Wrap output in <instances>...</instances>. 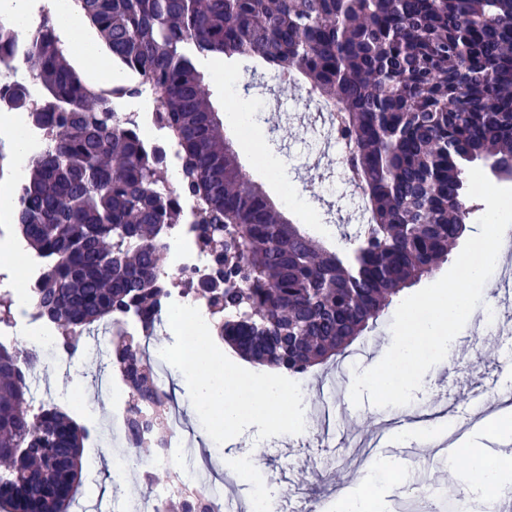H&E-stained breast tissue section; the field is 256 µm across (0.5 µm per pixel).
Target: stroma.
I'll return each mask as SVG.
<instances>
[{
  "label": "stroma",
  "mask_w": 512,
  "mask_h": 512,
  "mask_svg": "<svg viewBox=\"0 0 512 512\" xmlns=\"http://www.w3.org/2000/svg\"><path fill=\"white\" fill-rule=\"evenodd\" d=\"M226 72L251 88L249 100L260 115L261 137L257 149L278 159L281 178H273L265 167L249 163L248 153H241L244 168L253 180L264 184L273 199H282L284 190H294L304 196L307 211H294V221L305 224L309 230L328 243L346 246L349 235L357 227L345 222L350 199L341 181V168L336 152L319 153L316 141L305 135L298 121L303 111L297 93L273 80L253 86L252 73L243 62L225 63ZM432 277L422 278L420 284L410 285L394 296L395 304L417 292L419 286L432 284ZM393 308L385 310L373 325L348 347L345 355L335 356L326 364L315 366L304 374V392L310 412H322L329 426V441L336 448L332 458H321L319 439L305 435H281L267 439L265 451H257V426H250L232 439L228 447L233 456L251 458L248 471L239 474L225 491L230 498L248 500L252 486L272 488L287 496L291 506H299L303 490L313 491L323 498L330 512H335L338 497L347 491L359 489V477L364 461L352 454V439L374 435L383 420L406 421L409 415L442 413L448 419H458L470 410L473 392L485 387L487 396H494L501 387L512 386V332L503 328V321L512 318V306H500L499 317L493 325L478 332L463 330L454 365L438 370L432 390L416 392L411 403L399 407H378L370 402L354 405L348 390L333 392L322 386V379L330 372L342 371L351 378L355 371L372 363L380 352L383 340L390 336ZM81 362L70 368L51 366L39 368L32 375L44 399L56 401L87 431L82 457L83 485L78 496L82 512H92L95 505H112V459L125 455L119 439L102 432L97 404V393L90 376ZM376 459L395 462L394 471L377 480L376 486L383 512H403L410 495L397 478L409 473L428 471L434 479L430 486L442 489L447 485L440 475V462L415 442H393L374 449Z\"/></svg>",
  "instance_id": "1"
}]
</instances>
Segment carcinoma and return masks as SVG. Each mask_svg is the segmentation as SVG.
<instances>
[{
	"mask_svg": "<svg viewBox=\"0 0 512 512\" xmlns=\"http://www.w3.org/2000/svg\"><path fill=\"white\" fill-rule=\"evenodd\" d=\"M134 84L100 89L67 58L47 18L28 34L50 109L18 90L50 144L34 153L15 225L46 259L39 320L76 353L112 317L146 336L168 296L165 246L195 203V243L219 281L218 337L253 364L291 375L342 353L400 289L435 272L463 235L469 166L512 178V0H75ZM263 64L304 78L338 105L336 133L370 224L339 251L288 218L242 169L196 57ZM153 95V120L179 147L181 178L162 188L164 155L123 124L116 102ZM132 404L161 405L136 336L112 348ZM18 352L0 348V512H69L87 432L56 404L33 409ZM182 489L163 512H212Z\"/></svg>",
	"mask_w": 512,
	"mask_h": 512,
	"instance_id": "1",
	"label": "carcinoma"
}]
</instances>
